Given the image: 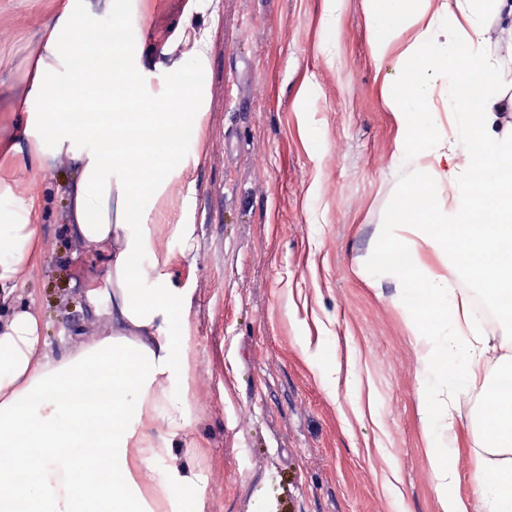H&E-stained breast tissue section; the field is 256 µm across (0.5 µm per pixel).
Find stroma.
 Listing matches in <instances>:
<instances>
[{
    "label": "stroma",
    "instance_id": "obj_1",
    "mask_svg": "<svg viewBox=\"0 0 512 512\" xmlns=\"http://www.w3.org/2000/svg\"><path fill=\"white\" fill-rule=\"evenodd\" d=\"M185 0H148L130 42H164ZM53 0H0V74L20 81ZM324 0H221L212 24L205 159L192 249L169 248L192 296V425L182 446L206 477L208 512H439L415 394L420 362L388 277L369 284L375 240L406 170L369 58L361 0L339 36ZM65 165L37 174L51 198L45 245L21 283L51 346L103 336L85 321L105 257L61 229ZM354 372L328 392L320 371ZM477 426L449 452L472 498Z\"/></svg>",
    "mask_w": 512,
    "mask_h": 512
}]
</instances>
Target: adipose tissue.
Masks as SVG:
<instances>
[{
    "mask_svg": "<svg viewBox=\"0 0 512 512\" xmlns=\"http://www.w3.org/2000/svg\"><path fill=\"white\" fill-rule=\"evenodd\" d=\"M370 57L384 70L382 96L397 127L409 179L380 230L388 271L399 288L418 357L443 381L418 378L425 430L441 425L456 441L458 393L483 406L488 456L475 472L474 500L450 494L458 480L447 452L431 450L440 512H512V336L477 328L471 296L512 291V223L502 214L475 224L479 192L512 199V0H362ZM115 0H57L54 16L31 38L22 82L6 102L23 124L0 150V198L14 200L0 257V512H144L148 502L172 512H206L202 472L180 463L192 406L194 332L190 295L174 281V257L158 234L192 244L195 171L204 150L211 30L196 26L197 0H186L164 49L148 41L86 40L83 21L115 13ZM78 45L74 64L66 44ZM507 47L508 56L498 53ZM193 68L185 72L182 60ZM164 70L156 89L146 80ZM67 72L74 98L98 88L103 112L43 126L56 104L50 88ZM44 112H36L34 104ZM194 144L185 152V141ZM65 164L72 177L63 231L68 240L106 252L108 335L51 350L37 312L18 293L41 250L39 215L48 205L28 176ZM177 204H169L171 192ZM148 201L138 219L130 204ZM447 255L444 273L423 250ZM105 380L111 435L86 431L95 412L85 387Z\"/></svg>",
    "mask_w": 512,
    "mask_h": 512,
    "instance_id": "adipose-tissue-1",
    "label": "adipose tissue"
}]
</instances>
